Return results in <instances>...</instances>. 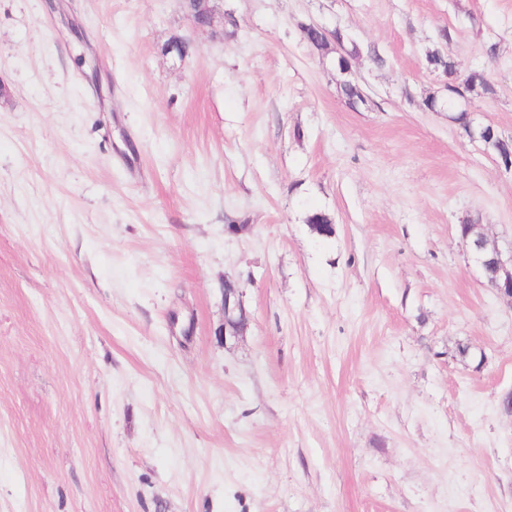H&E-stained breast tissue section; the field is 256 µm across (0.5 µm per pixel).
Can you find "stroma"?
<instances>
[{
  "label": "stroma",
  "mask_w": 512,
  "mask_h": 512,
  "mask_svg": "<svg viewBox=\"0 0 512 512\" xmlns=\"http://www.w3.org/2000/svg\"><path fill=\"white\" fill-rule=\"evenodd\" d=\"M217 7L0 0V512H512V302L457 231L512 250V168L423 105L437 48L512 137V0ZM302 28V37L304 41L317 51L323 50L325 55L331 53L330 46L333 41L343 42L344 55L342 57H335L334 62L336 69L341 75H343L342 72H350L351 61L357 56L359 50L356 44L349 42L344 32L337 29L329 31L326 28L323 29L316 26H304ZM249 315L240 297L237 283L231 279L224 281V327L218 331L219 336L224 335V343L243 336L248 325Z\"/></svg>",
  "instance_id": "obj_1"
}]
</instances>
